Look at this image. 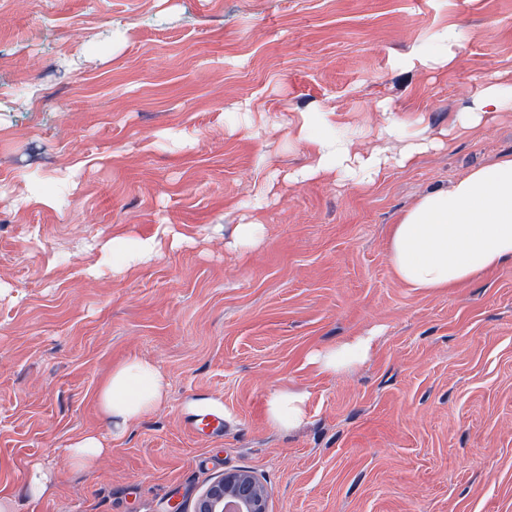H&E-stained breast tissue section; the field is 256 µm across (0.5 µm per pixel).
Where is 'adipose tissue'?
Returning <instances> with one entry per match:
<instances>
[{
  "label": "adipose tissue",
  "instance_id": "1",
  "mask_svg": "<svg viewBox=\"0 0 512 512\" xmlns=\"http://www.w3.org/2000/svg\"><path fill=\"white\" fill-rule=\"evenodd\" d=\"M512 110V85L490 83L475 106L457 112L447 130L455 139L480 126L496 112ZM385 135L405 139L404 153L393 158L353 156L336 133L332 112L302 114L294 132L296 141L313 152L316 167L335 169L342 179L374 185L386 168L405 167L416 155L433 147L419 116H394ZM389 259L395 276L417 292H445L471 282L498 267L512 264V154L478 168L450 187L423 195L402 212L389 232ZM371 339L357 337L319 350L313 362L319 372L333 374L369 357ZM168 383L159 368L144 359L130 358L112 369L101 384L97 400L113 437H122L162 404ZM307 396L279 390L266 402L270 424L289 430L306 415Z\"/></svg>",
  "mask_w": 512,
  "mask_h": 512
}]
</instances>
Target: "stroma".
<instances>
[{
    "label": "stroma",
    "mask_w": 512,
    "mask_h": 512,
    "mask_svg": "<svg viewBox=\"0 0 512 512\" xmlns=\"http://www.w3.org/2000/svg\"><path fill=\"white\" fill-rule=\"evenodd\" d=\"M451 65L408 64L432 33ZM0 486L16 512H191L230 470L270 512H512V265L442 293L395 276L389 230L426 193L512 152V112L341 182L290 135L332 112L354 155L413 112L431 136L485 83L512 84V0H0ZM50 184L61 204L27 199ZM261 207H252L255 195ZM165 225L180 242L107 257ZM261 225L256 246L233 244ZM374 339L329 376L313 352ZM154 363L166 401L113 438L97 391ZM308 396L282 431L277 389ZM217 404L210 437L191 402ZM94 432L105 454L71 467ZM40 462L55 479L25 493ZM462 38V32L454 26L442 29L434 36L432 48L425 57L435 65H450ZM159 229L152 237L139 238L128 242L117 239L112 242V268L116 269L125 264L132 255L151 257L157 251ZM306 401L305 393L289 390L274 392L265 406L270 424L283 430H289L300 425L307 415ZM106 452L98 437L93 433H86L72 441L69 446L71 463L78 469H90Z\"/></svg>",
    "instance_id": "obj_1"
}]
</instances>
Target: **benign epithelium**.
<instances>
[{
    "instance_id": "7a95c632",
    "label": "benign epithelium",
    "mask_w": 512,
    "mask_h": 512,
    "mask_svg": "<svg viewBox=\"0 0 512 512\" xmlns=\"http://www.w3.org/2000/svg\"><path fill=\"white\" fill-rule=\"evenodd\" d=\"M193 512H270L268 492L253 473L226 471L198 496Z\"/></svg>"
}]
</instances>
